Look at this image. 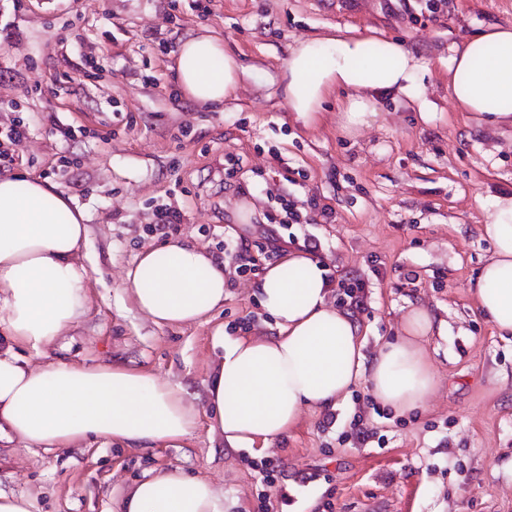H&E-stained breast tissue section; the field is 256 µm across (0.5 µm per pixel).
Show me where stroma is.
<instances>
[{
  "label": "stroma",
  "instance_id": "stroma-1",
  "mask_svg": "<svg viewBox=\"0 0 512 512\" xmlns=\"http://www.w3.org/2000/svg\"><path fill=\"white\" fill-rule=\"evenodd\" d=\"M512 25V0H0V125L19 121L0 176L55 179L87 214L89 291L79 324L60 336L69 359L120 363L181 384L197 427L176 448L0 450V490L35 512H112V497L152 470L211 480L227 501L261 512L260 460L281 462L277 512H512V337L478 312L470 286L493 252L481 234L494 198L512 192V131L469 120L448 95L454 44ZM349 34L399 40L425 64L416 98L386 96L369 127L341 128L344 93L329 94L311 125L281 89L296 40ZM209 34L245 68L236 98L205 108L180 93L172 71L180 42ZM239 160L224 176L225 156ZM296 204L319 197L330 221L302 216L288 234L321 245L333 277L366 284L357 314L367 353L400 335L412 306L433 311L437 379L423 409L399 417L369 408L365 386L339 400L336 423L305 411L274 448L231 449L210 431L207 381L216 329L268 331L257 274L236 277L208 319L159 327L121 281L146 247L162 243L154 210L183 212L176 236L217 251L235 238L239 203L262 224L287 223L265 190ZM373 433L342 439L354 414Z\"/></svg>",
  "mask_w": 512,
  "mask_h": 512
}]
</instances>
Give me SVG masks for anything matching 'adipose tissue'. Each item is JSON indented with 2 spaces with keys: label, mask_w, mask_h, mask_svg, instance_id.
Wrapping results in <instances>:
<instances>
[{
  "label": "adipose tissue",
  "mask_w": 512,
  "mask_h": 512,
  "mask_svg": "<svg viewBox=\"0 0 512 512\" xmlns=\"http://www.w3.org/2000/svg\"><path fill=\"white\" fill-rule=\"evenodd\" d=\"M422 65L403 42L367 37L307 38L283 64L291 112L312 122L327 95L347 91L341 127L356 134L377 114L382 95L414 96ZM176 81L186 98L220 104L243 66L209 35L178 47ZM448 93L455 107L493 127L512 126V26H491L454 45ZM494 252L472 293L499 335L512 336V193L495 198L482 226ZM86 215L48 179L0 176V443L19 449L69 448L88 440L123 448L177 446L191 437L197 411L183 387L121 364L56 358L37 366L26 346L46 355L82 318L88 270ZM123 287L155 325L201 321L224 302V262L181 240L145 248ZM275 333L229 339L208 383L210 429L232 449H268L308 409L335 410L358 383L375 401L406 415L437 385L423 340L436 328L426 307L406 315L396 341L366 355L348 311L329 301L323 265L304 251L266 263L257 284ZM113 512H228L208 479L151 471L125 489Z\"/></svg>",
  "instance_id": "1"
}]
</instances>
